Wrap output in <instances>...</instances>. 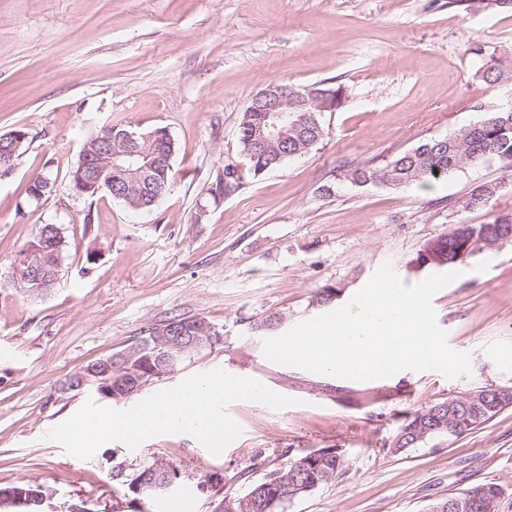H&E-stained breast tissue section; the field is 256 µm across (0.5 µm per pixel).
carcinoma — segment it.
I'll list each match as a JSON object with an SVG mask.
<instances>
[{"mask_svg":"<svg viewBox=\"0 0 512 512\" xmlns=\"http://www.w3.org/2000/svg\"><path fill=\"white\" fill-rule=\"evenodd\" d=\"M483 81L490 85L512 83V56H488L478 70ZM123 130L110 126L99 129L84 143L86 153L96 155L111 148L118 153L126 150ZM285 137L271 144H258L244 129H239L238 140L248 160L249 170L258 176L282 167L288 161L309 154L325 134L324 113L290 112ZM139 152L147 159L150 167L141 174L112 172L113 198L123 202L134 211H149L168 193L173 180L172 158L175 143L164 127H155L137 136ZM512 169V108L499 110L480 122L464 126L446 137L426 139L417 146L398 153L381 168L357 165L344 170V180L358 186L381 183L391 188H407L429 182L445 180L466 166L492 165ZM511 224L512 216L500 215L484 224L456 225L448 235L440 239L442 253L447 264H455L461 247L457 231L464 227L470 235L481 238H497L499 225ZM66 240L61 227L56 224H41L31 238L17 252L13 265L20 268V274L10 277L9 285L26 296H39L55 285L61 267ZM44 264L49 276L36 282L25 276L31 265ZM146 351L135 359L141 372L149 374L157 365L160 351ZM433 406H426L411 415L399 428L393 442V449L401 452L416 446L420 437L419 425L436 426L438 430L428 437L445 436L448 424L457 429L460 436L492 419L502 411L495 397H490L486 408L478 415L461 412L451 422H439L431 415ZM346 464L344 454L337 448H320L293 459L287 466L270 471L262 479L252 482L238 497L254 496L259 506L244 512H282L284 505L296 498L294 488L312 491L339 474ZM154 463L144 465L138 475L128 484V491L137 494V485L145 484L160 477L154 472Z\"/></svg>","mask_w":512,"mask_h":512,"instance_id":"1","label":"carcinoma"}]
</instances>
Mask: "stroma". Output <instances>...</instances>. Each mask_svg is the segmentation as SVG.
I'll list each match as a JSON object with an SVG mask.
<instances>
[{
  "label": "stroma",
  "mask_w": 512,
  "mask_h": 512,
  "mask_svg": "<svg viewBox=\"0 0 512 512\" xmlns=\"http://www.w3.org/2000/svg\"><path fill=\"white\" fill-rule=\"evenodd\" d=\"M512 54V8L465 14L448 0H0V134L26 129L13 173L0 179V485L52 487L45 512L87 500L91 512H216L224 496L303 451L340 449L346 466L286 512H427L439 500L497 485L496 512H512V406L458 437L402 452L399 426L421 408L470 392L512 387V246L455 264L459 277L433 298L449 346L470 353L453 379L406 371L357 382L267 362L256 321L276 315L278 334L338 309L383 264L417 284L432 241L456 224L512 214V172L468 166L426 186L342 182L343 169L384 165L421 141L512 106V84L476 74L474 47ZM342 88L326 134L305 157L256 176L238 124L265 86ZM112 126L166 127L176 144L170 191L148 212L102 192L76 195L69 173L86 139ZM239 175L224 189V169ZM49 176L37 201L26 190ZM493 181L481 209L461 201ZM60 225L59 278L30 298L8 286L16 252L36 227ZM96 252L95 263L86 255ZM333 287L329 307L316 295ZM204 317L221 340L202 358L127 399L221 368L250 377L293 406L231 403L241 435L218 456L195 438L167 434L136 449L102 445L87 459L46 433L90 391L64 381L122 350L143 327L176 315ZM162 458L182 472L165 496L130 502L111 478ZM211 479L207 492L198 483Z\"/></svg>",
  "instance_id": "1"
}]
</instances>
